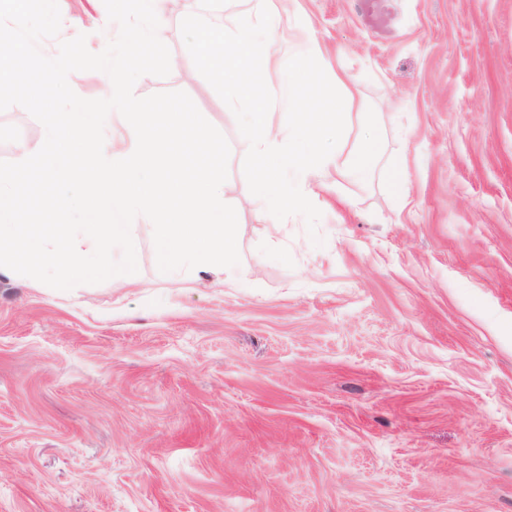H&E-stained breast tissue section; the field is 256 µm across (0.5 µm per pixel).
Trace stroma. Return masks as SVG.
<instances>
[{"label":"stroma","instance_id":"1","mask_svg":"<svg viewBox=\"0 0 512 512\" xmlns=\"http://www.w3.org/2000/svg\"><path fill=\"white\" fill-rule=\"evenodd\" d=\"M59 7L45 55L118 33ZM181 21L134 93L228 140L240 263L160 273L141 221L135 287L0 277V512H512V0H296L272 81L313 27L354 78L346 149L367 111L382 135L366 177L320 174V247L252 202Z\"/></svg>","mask_w":512,"mask_h":512}]
</instances>
